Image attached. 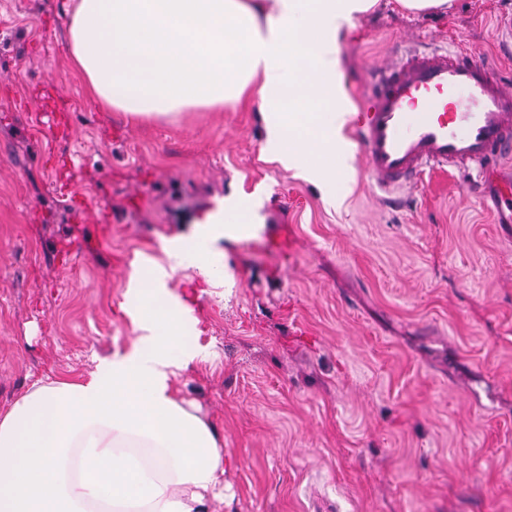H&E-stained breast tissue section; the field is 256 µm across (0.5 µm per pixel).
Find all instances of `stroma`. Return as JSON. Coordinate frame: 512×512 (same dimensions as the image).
I'll use <instances>...</instances> for the list:
<instances>
[{
    "label": "stroma",
    "instance_id": "1",
    "mask_svg": "<svg viewBox=\"0 0 512 512\" xmlns=\"http://www.w3.org/2000/svg\"><path fill=\"white\" fill-rule=\"evenodd\" d=\"M57 1L0 0V409L131 350L161 279L190 309L171 383L224 442L216 512H512V224L455 172L390 208L354 145L328 186L266 162L254 101L175 126L103 111ZM509 11L378 0L339 32L350 113L367 69L413 48L462 44L512 87ZM232 197L259 231L212 239L230 283L166 272ZM280 235L285 256L262 246Z\"/></svg>",
    "mask_w": 512,
    "mask_h": 512
}]
</instances>
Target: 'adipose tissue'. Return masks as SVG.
Masks as SVG:
<instances>
[{
  "mask_svg": "<svg viewBox=\"0 0 512 512\" xmlns=\"http://www.w3.org/2000/svg\"><path fill=\"white\" fill-rule=\"evenodd\" d=\"M376 0H78L72 67L101 108L177 123L192 108L256 99L264 158L319 180L344 166L337 38ZM227 208L207 236L167 251L215 280L209 239L248 228ZM164 282L140 297L132 350L79 379H39L0 413V512H209L224 450L171 388L183 304Z\"/></svg>",
  "mask_w": 512,
  "mask_h": 512,
  "instance_id": "ef3b65f1",
  "label": "adipose tissue"
}]
</instances>
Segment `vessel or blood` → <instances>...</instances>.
Listing matches in <instances>:
<instances>
[{
	"instance_id": "obj_1",
	"label": "vessel or blood",
	"mask_w": 512,
	"mask_h": 512,
	"mask_svg": "<svg viewBox=\"0 0 512 512\" xmlns=\"http://www.w3.org/2000/svg\"><path fill=\"white\" fill-rule=\"evenodd\" d=\"M354 125L366 170L388 192L417 175L450 167L475 176L476 196L499 223L512 224V89L466 50H409L374 70L367 108Z\"/></svg>"
}]
</instances>
